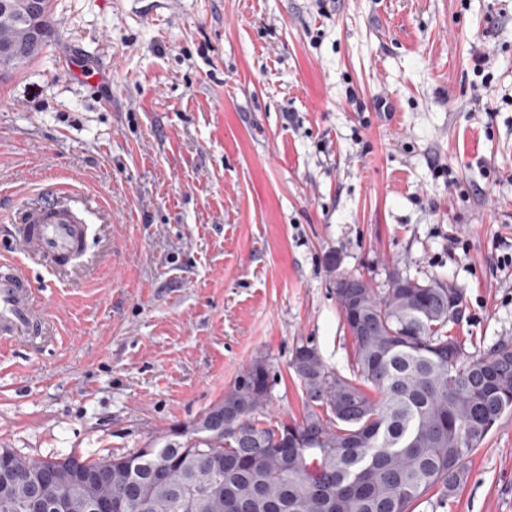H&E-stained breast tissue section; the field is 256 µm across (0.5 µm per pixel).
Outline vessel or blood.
<instances>
[{
	"mask_svg": "<svg viewBox=\"0 0 512 512\" xmlns=\"http://www.w3.org/2000/svg\"><path fill=\"white\" fill-rule=\"evenodd\" d=\"M55 194V205L26 211L14 228V257L0 261V335L30 346L44 342L45 316L31 286L27 261L64 269L66 259L84 252L90 235L89 225L73 217L77 194L62 188Z\"/></svg>",
	"mask_w": 512,
	"mask_h": 512,
	"instance_id": "vessel-or-blood-1",
	"label": "vessel or blood"
}]
</instances>
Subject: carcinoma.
<instances>
[{
	"label": "carcinoma",
	"instance_id": "obj_1",
	"mask_svg": "<svg viewBox=\"0 0 512 512\" xmlns=\"http://www.w3.org/2000/svg\"><path fill=\"white\" fill-rule=\"evenodd\" d=\"M0 4V68L42 52L49 0ZM336 302L353 340V375L332 371L318 350L296 348L291 367L305 394L303 418L278 426L263 416L274 378L255 360L183 441L156 453L33 460L0 448V512H40L65 499L67 512H97L98 501L133 496L130 512H415L438 488L452 495L469 458L512 412V346L470 356L448 335V294L413 288L395 274L379 295L363 289L361 326ZM344 415L336 414V404ZM229 423L238 439L215 432Z\"/></svg>",
	"mask_w": 512,
	"mask_h": 512
}]
</instances>
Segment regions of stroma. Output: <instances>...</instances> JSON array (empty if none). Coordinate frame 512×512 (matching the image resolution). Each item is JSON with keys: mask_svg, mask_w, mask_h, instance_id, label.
I'll use <instances>...</instances> for the list:
<instances>
[{"mask_svg": "<svg viewBox=\"0 0 512 512\" xmlns=\"http://www.w3.org/2000/svg\"><path fill=\"white\" fill-rule=\"evenodd\" d=\"M50 17L42 53L0 73V254L54 182L92 233L69 271L28 269L49 340L0 338V448L161 443L255 360L270 423L301 419L296 347L352 374L339 272L453 281L467 354L512 343V0H50ZM469 468L415 512H512V414Z\"/></svg>", "mask_w": 512, "mask_h": 512, "instance_id": "35a3bbf8", "label": "stroma"}]
</instances>
